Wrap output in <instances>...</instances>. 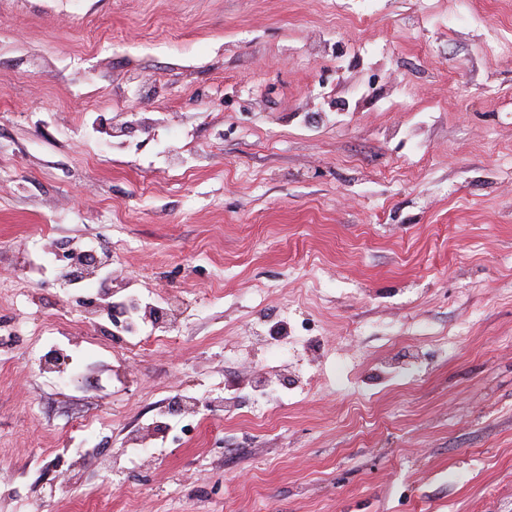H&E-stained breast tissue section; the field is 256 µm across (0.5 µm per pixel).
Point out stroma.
I'll return each instance as SVG.
<instances>
[{
    "label": "stroma",
    "instance_id": "obj_1",
    "mask_svg": "<svg viewBox=\"0 0 512 512\" xmlns=\"http://www.w3.org/2000/svg\"><path fill=\"white\" fill-rule=\"evenodd\" d=\"M512 512V0H0V512Z\"/></svg>",
    "mask_w": 512,
    "mask_h": 512
}]
</instances>
